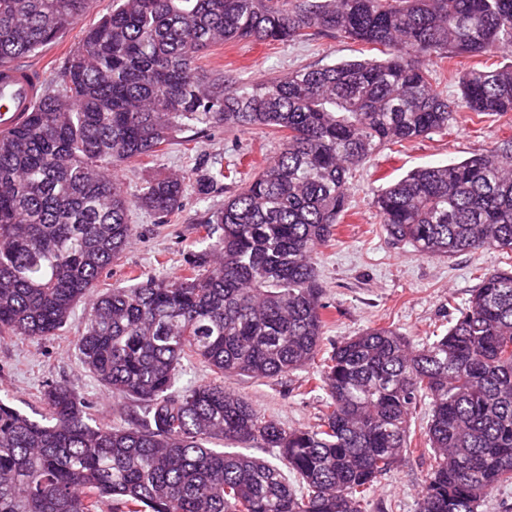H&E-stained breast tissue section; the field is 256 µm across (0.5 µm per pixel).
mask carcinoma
I'll use <instances>...</instances> for the list:
<instances>
[{
    "label": "carcinoma",
    "mask_w": 512,
    "mask_h": 512,
    "mask_svg": "<svg viewBox=\"0 0 512 512\" xmlns=\"http://www.w3.org/2000/svg\"><path fill=\"white\" fill-rule=\"evenodd\" d=\"M89 0H0V61L54 42ZM343 36L382 60H340L254 84L196 61L232 41ZM512 49V0H113L83 32L34 112L0 133V335L42 339L91 301L85 369L140 412L91 424L65 383L34 419L0 400V512H369L379 476L429 409L415 512H481L512 485V268L483 274L446 332L414 345L370 326L322 355L329 306L315 256L335 241L348 181L380 148L512 112V66L465 72L448 100L432 58ZM257 128L276 156L246 181L216 159L193 181L233 193L200 224L184 273L105 291L145 210L168 224L188 182L166 176L130 199L116 171L173 133ZM390 241L425 257L512 252V139L461 162L416 168L377 192ZM274 380L315 368V426L287 427L213 379L174 391L183 361ZM263 448L271 462L240 451Z\"/></svg>",
    "instance_id": "obj_1"
}]
</instances>
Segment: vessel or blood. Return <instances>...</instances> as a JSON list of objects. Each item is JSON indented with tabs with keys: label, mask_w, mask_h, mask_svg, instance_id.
<instances>
[{
	"label": "vessel or blood",
	"mask_w": 512,
	"mask_h": 512,
	"mask_svg": "<svg viewBox=\"0 0 512 512\" xmlns=\"http://www.w3.org/2000/svg\"><path fill=\"white\" fill-rule=\"evenodd\" d=\"M43 75L40 69L0 64V132L18 126L34 107Z\"/></svg>",
	"instance_id": "1"
}]
</instances>
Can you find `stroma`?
Returning a JSON list of instances; mask_svg holds the SVG:
<instances>
[{"instance_id":"stroma-1","label":"stroma","mask_w":512,"mask_h":512,"mask_svg":"<svg viewBox=\"0 0 512 512\" xmlns=\"http://www.w3.org/2000/svg\"><path fill=\"white\" fill-rule=\"evenodd\" d=\"M111 8L112 0H89L80 19L56 42L19 57V64L41 67L45 77H56L84 30ZM374 55L370 46L327 37L313 42L242 41L212 48L199 64L203 70L218 69L249 82ZM508 138H512V115L488 116L476 125L462 116L447 135L431 134L398 149H383L370 167L353 174L349 209L336 227V239L316 256L323 299L332 313L324 334L326 345L376 324L396 327L412 341L422 340L447 328L456 308L467 304L481 273L512 265L506 254L493 250L463 252L450 259L425 258L411 246L392 245L373 208L375 191L408 171L459 162ZM277 147L273 137L252 129L186 131L177 134L157 156L144 159L121 177L133 197L145 181L168 175L193 176L195 165L203 159L219 158L228 163L247 157L249 165L244 173L251 176L271 160ZM224 198L221 191L204 199L186 194L178 216L169 224L154 223L144 210L132 209L131 219L138 225L140 236L113 265L111 275L102 281L103 287L125 285L132 274L159 278L181 274L187 246L196 237L199 223L210 209L222 205ZM86 313L85 304H78L69 322L46 339L0 336L1 400L32 416L42 408L40 393L45 384L64 382L89 405L93 418L111 420V394L84 368L76 347L77 327ZM306 377L303 371L263 381L230 375L225 377L224 386L295 427L317 423L326 399L320 391L302 392ZM427 421V409L413 415L415 450L406 454L396 470L378 479L371 492V512H414L421 481L431 464L430 456L419 453Z\"/></svg>"}]
</instances>
